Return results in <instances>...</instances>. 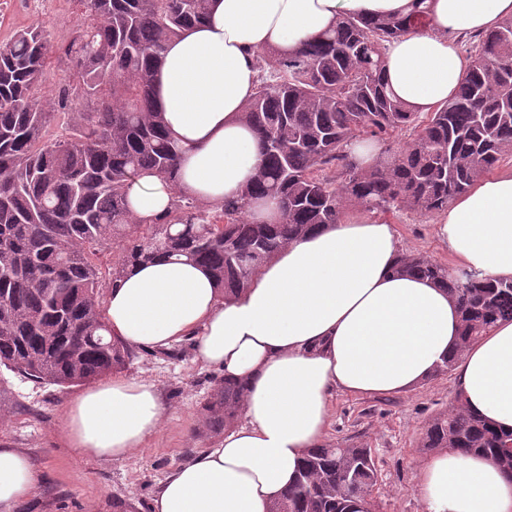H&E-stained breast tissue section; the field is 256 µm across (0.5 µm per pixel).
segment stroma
Returning <instances> with one entry per match:
<instances>
[{
    "label": "stroma",
    "mask_w": 512,
    "mask_h": 512,
    "mask_svg": "<svg viewBox=\"0 0 512 512\" xmlns=\"http://www.w3.org/2000/svg\"><path fill=\"white\" fill-rule=\"evenodd\" d=\"M79 11L77 0H0V46L35 23L44 26L52 43L62 42ZM382 220L393 226L404 251L452 266L431 216L396 211ZM116 375L153 382L166 413L144 447L105 461L83 456L62 434L64 409L81 386L40 383L0 367V444L21 449L39 475L26 512H151L152 500L171 470L219 443L207 426L203 406L224 373L197 360L194 337H183L167 349L130 347ZM458 401L450 372L397 395L339 391L332 399L324 442L371 448L379 473L375 512H424L416 477L432 455L423 446L426 429Z\"/></svg>",
    "instance_id": "stroma-1"
}]
</instances>
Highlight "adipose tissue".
<instances>
[{"mask_svg": "<svg viewBox=\"0 0 512 512\" xmlns=\"http://www.w3.org/2000/svg\"><path fill=\"white\" fill-rule=\"evenodd\" d=\"M412 0H209L205 20L173 38L152 72L154 107L186 149L177 183L141 174L128 189L143 219L168 213L174 192L235 199L261 161L243 111L257 85L256 51L288 54L339 18L398 17ZM427 28L384 49L394 95L427 111L456 91L467 66L460 37L512 17V0H431ZM456 262L512 279V170L476 179L434 221ZM392 225L348 215L315 228L221 297L209 271L186 257L129 267L106 298L114 335L166 348L192 335L203 364L246 380L241 418L221 443L178 464L152 512H270L304 459L321 447L336 392L409 391L455 361L461 406L512 430V321L462 343L446 288L395 267ZM165 409L154 383L114 379L67 406L63 435L81 454L126 457L157 434ZM38 476L20 449L0 445V512H25ZM426 512H512V481L490 457L442 450L420 469Z\"/></svg>", "mask_w": 512, "mask_h": 512, "instance_id": "adipose-tissue-1", "label": "adipose tissue"}]
</instances>
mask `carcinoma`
<instances>
[{"label":"carcinoma","instance_id":"cac0c4a2","mask_svg":"<svg viewBox=\"0 0 512 512\" xmlns=\"http://www.w3.org/2000/svg\"><path fill=\"white\" fill-rule=\"evenodd\" d=\"M71 36L54 46L40 26L0 49V367L60 386L120 368L128 347L101 310V288L129 264L183 255L205 266L224 296L245 287L281 248L352 207L435 215L480 176L512 157V19L468 37L469 65L455 95L421 116L396 99L383 68L385 43L429 24L427 0L400 17H347L289 55L257 54L258 84L243 113L263 159L238 198L209 204L180 190L168 214L135 217L127 189L149 171L177 183L181 147L152 103L151 72L167 43L202 22L208 0H78ZM68 81L48 94L51 54ZM395 153L362 168L351 145L395 133ZM276 200L278 224H255L248 206ZM148 232L128 236L142 225ZM125 241L103 276L97 255ZM397 271L448 289L467 344L512 320V280L454 271L419 254ZM108 282H103V279ZM247 393L226 378L205 406L215 430L231 426ZM512 432L459 406L435 418L425 448L479 451L512 473ZM372 450L324 445L306 457L271 512H366L377 484Z\"/></svg>","mask_w":512,"mask_h":512}]
</instances>
